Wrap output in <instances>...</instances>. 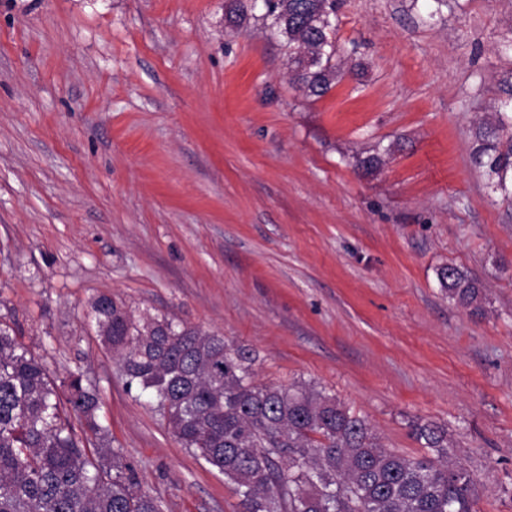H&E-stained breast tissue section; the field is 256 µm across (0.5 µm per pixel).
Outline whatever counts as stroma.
I'll use <instances>...</instances> for the list:
<instances>
[{
	"instance_id": "1",
	"label": "stroma",
	"mask_w": 512,
	"mask_h": 512,
	"mask_svg": "<svg viewBox=\"0 0 512 512\" xmlns=\"http://www.w3.org/2000/svg\"><path fill=\"white\" fill-rule=\"evenodd\" d=\"M511 32L512 0H341L315 100L284 38L224 0H0V317L56 382L98 389L163 512L243 508L127 389L101 294L223 334L258 383L313 385L394 451L444 424L476 512H512V209L470 158ZM438 278L442 288L448 290L450 298L463 307L478 309L480 295L479 282L468 272L456 267L446 266L439 270Z\"/></svg>"
}]
</instances>
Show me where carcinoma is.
<instances>
[{
  "label": "carcinoma",
  "instance_id": "carcinoma-1",
  "mask_svg": "<svg viewBox=\"0 0 512 512\" xmlns=\"http://www.w3.org/2000/svg\"><path fill=\"white\" fill-rule=\"evenodd\" d=\"M261 19L287 38L292 80L326 95L337 77L339 0H267ZM250 0H227L235 22ZM495 121L474 132L471 157L493 191L512 200V81ZM441 286L477 306L479 282L446 266ZM95 332L119 357L128 388L148 393L171 434L236 486L244 512H475L471 473L448 460V430L416 420L420 457L384 447L336 397L304 384L255 381L252 358L225 337L170 318L133 315L100 295ZM100 396L80 373L58 388L8 324L0 323V512H162L104 440Z\"/></svg>",
  "mask_w": 512,
  "mask_h": 512
}]
</instances>
